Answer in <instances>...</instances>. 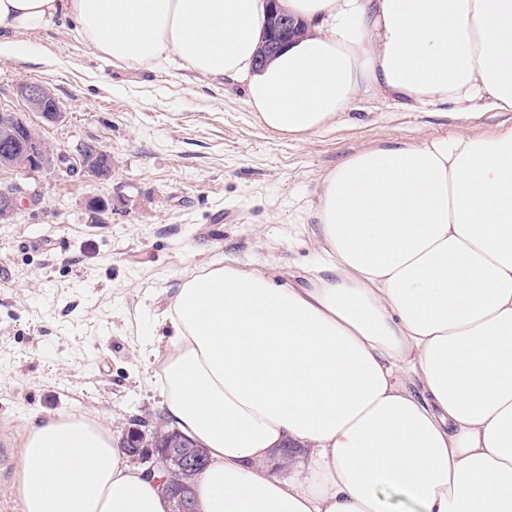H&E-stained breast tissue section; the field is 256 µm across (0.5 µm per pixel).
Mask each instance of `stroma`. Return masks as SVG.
Here are the masks:
<instances>
[{
    "label": "stroma",
    "mask_w": 512,
    "mask_h": 512,
    "mask_svg": "<svg viewBox=\"0 0 512 512\" xmlns=\"http://www.w3.org/2000/svg\"><path fill=\"white\" fill-rule=\"evenodd\" d=\"M12 40L23 52L0 55V113L21 111L18 83L49 85L66 121L29 122L57 149L96 142L112 176L38 172L42 202L0 224V512H20L24 443L41 420L85 415L118 436L161 415L155 372L172 338L156 322L186 277L224 265L307 284L325 259L313 206L345 157L389 138L512 126V112L463 122L368 94L335 124L285 137L242 83L116 65L70 28ZM91 196L112 201L95 221Z\"/></svg>",
    "instance_id": "1"
}]
</instances>
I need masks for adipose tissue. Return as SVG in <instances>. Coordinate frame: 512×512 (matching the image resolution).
<instances>
[{"label": "adipose tissue", "instance_id": "obj_1", "mask_svg": "<svg viewBox=\"0 0 512 512\" xmlns=\"http://www.w3.org/2000/svg\"><path fill=\"white\" fill-rule=\"evenodd\" d=\"M307 33L256 60L265 0H0L7 35L74 27L113 62L244 83L303 136L359 95L512 112V0H280ZM309 284L220 266L183 281L157 386L206 448L200 512H512V127L384 140L324 178ZM419 382L414 395L407 381ZM299 454L272 473L284 444ZM21 512H167L99 421L29 429Z\"/></svg>", "mask_w": 512, "mask_h": 512}]
</instances>
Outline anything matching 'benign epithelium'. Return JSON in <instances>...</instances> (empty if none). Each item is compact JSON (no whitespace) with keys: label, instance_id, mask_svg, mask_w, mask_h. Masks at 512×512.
I'll return each instance as SVG.
<instances>
[{"label":"benign epithelium","instance_id":"7a95c632","mask_svg":"<svg viewBox=\"0 0 512 512\" xmlns=\"http://www.w3.org/2000/svg\"><path fill=\"white\" fill-rule=\"evenodd\" d=\"M268 33L262 41L264 60L290 40L301 35L293 18L275 9L267 21ZM16 93L26 109L35 112L49 124L65 119L57 98L50 87L38 82H23ZM79 167L82 174L93 179L112 176V156L94 143H82L75 152L54 150L47 145L38 129L21 113H10L0 124V169L14 171L26 177L44 169ZM41 193L24 181L11 180L0 184V223L9 224L14 214L24 206L37 205ZM91 218L112 209V199L99 196L85 201ZM129 461L144 469L147 476H159V485L168 498L171 512H197L193 497L194 485L208 466L205 449L192 443L176 430L166 428L162 417L153 422L151 432L134 423L119 439Z\"/></svg>","mask_w":512,"mask_h":512}]
</instances>
